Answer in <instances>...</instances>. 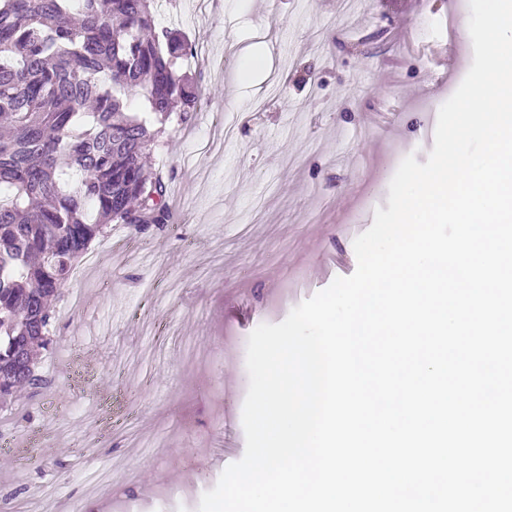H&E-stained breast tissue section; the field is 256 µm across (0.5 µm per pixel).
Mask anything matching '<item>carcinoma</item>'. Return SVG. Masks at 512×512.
I'll use <instances>...</instances> for the list:
<instances>
[{
	"mask_svg": "<svg viewBox=\"0 0 512 512\" xmlns=\"http://www.w3.org/2000/svg\"><path fill=\"white\" fill-rule=\"evenodd\" d=\"M157 0H0V409L45 388L56 301L107 226L175 222L144 158L193 119L191 42L156 30ZM142 111L131 106V96Z\"/></svg>",
	"mask_w": 512,
	"mask_h": 512,
	"instance_id": "cac0c4a2",
	"label": "carcinoma"
}]
</instances>
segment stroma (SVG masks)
I'll use <instances>...</instances> for the list:
<instances>
[{"label": "stroma", "instance_id": "stroma-1", "mask_svg": "<svg viewBox=\"0 0 512 512\" xmlns=\"http://www.w3.org/2000/svg\"><path fill=\"white\" fill-rule=\"evenodd\" d=\"M468 0H162L157 27L199 53L181 66L206 96L167 130L152 167L170 176L176 224L112 227V252L63 288L56 333L73 364L15 402L32 445L0 452V499L21 512H197L245 451L247 340L357 267L347 226L387 206L400 162L426 163L437 115L473 60L443 44ZM264 58L241 78L240 47ZM401 58L392 74L382 68ZM93 294L94 314L68 301ZM110 490L88 493L87 478Z\"/></svg>", "mask_w": 512, "mask_h": 512}]
</instances>
